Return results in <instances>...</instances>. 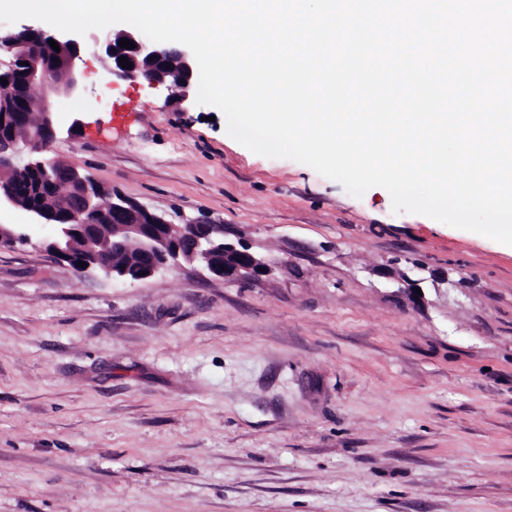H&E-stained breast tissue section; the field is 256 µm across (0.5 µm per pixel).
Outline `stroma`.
Masks as SVG:
<instances>
[{
	"instance_id": "1",
	"label": "stroma",
	"mask_w": 512,
	"mask_h": 512,
	"mask_svg": "<svg viewBox=\"0 0 512 512\" xmlns=\"http://www.w3.org/2000/svg\"><path fill=\"white\" fill-rule=\"evenodd\" d=\"M96 35L53 156L270 269L80 279L46 227L0 249V512H512V249L109 88Z\"/></svg>"
}]
</instances>
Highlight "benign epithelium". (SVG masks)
Returning <instances> with one entry per match:
<instances>
[{
    "label": "benign epithelium",
    "mask_w": 512,
    "mask_h": 512,
    "mask_svg": "<svg viewBox=\"0 0 512 512\" xmlns=\"http://www.w3.org/2000/svg\"><path fill=\"white\" fill-rule=\"evenodd\" d=\"M42 28L24 27L0 34V72L13 71L22 61L29 63L23 81L8 98L0 99V204L19 206L34 219L25 227L0 225V247H15L31 241L33 226L52 229L41 246L57 261L68 264L80 277L102 274L115 282L141 281L164 268L198 263L214 278L240 281L258 278L269 270L267 262L241 242H228L216 224H174L164 215L148 210L123 195L105 188L89 171L64 164L50 156L57 136V108L53 96L77 88L75 69L86 44L78 38L50 34L65 57L51 59L41 45L24 38ZM125 38L135 43L119 45ZM95 52L112 54V85L144 80L155 87L172 90L166 67L184 74L178 104L189 111L195 106L194 74L198 65L185 46L154 43L136 31L106 34L93 42ZM126 57L132 68L120 66ZM153 60L142 68L139 60ZM36 177L40 199L22 202L18 188ZM71 193L63 209L53 204L61 183ZM84 266H79V262Z\"/></svg>",
    "instance_id": "1"
}]
</instances>
